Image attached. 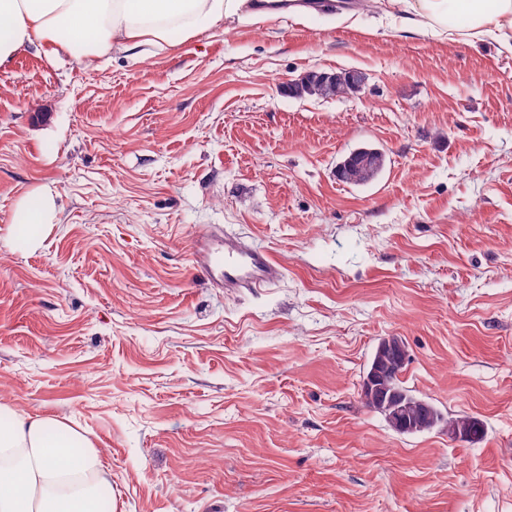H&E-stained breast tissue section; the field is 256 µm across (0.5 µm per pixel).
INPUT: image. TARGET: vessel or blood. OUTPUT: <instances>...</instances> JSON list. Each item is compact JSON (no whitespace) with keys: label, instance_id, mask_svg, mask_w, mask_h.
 <instances>
[{"label":"vessel or blood","instance_id":"obj_1","mask_svg":"<svg viewBox=\"0 0 512 512\" xmlns=\"http://www.w3.org/2000/svg\"><path fill=\"white\" fill-rule=\"evenodd\" d=\"M193 261L214 287L229 292L259 288L277 281L283 274L265 249L214 226L198 232Z\"/></svg>","mask_w":512,"mask_h":512}]
</instances>
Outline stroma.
I'll return each instance as SVG.
<instances>
[{"label": "stroma", "mask_w": 512, "mask_h": 512, "mask_svg": "<svg viewBox=\"0 0 512 512\" xmlns=\"http://www.w3.org/2000/svg\"><path fill=\"white\" fill-rule=\"evenodd\" d=\"M471 25L374 0L0 69V394L99 448L111 512H512V52ZM349 70L348 97L283 90ZM364 145L383 170L342 182ZM43 186L54 218L20 242ZM206 225L282 277L213 287ZM388 336L482 440L363 406ZM359 149L376 150V156L375 160L373 161V165H371L369 169H358L350 165L346 166L344 164V169L339 171V177L343 182L355 186L364 185L375 179L384 168L386 161L385 154L378 149L368 147ZM355 151L351 152L342 162H345V160L349 158ZM53 213V198L48 188H40L33 197L24 198L14 210L10 224H48Z\"/></svg>", "instance_id": "35a3bbf8"}]
</instances>
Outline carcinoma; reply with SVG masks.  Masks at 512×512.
Returning <instances> with one entry per match:
<instances>
[{
	"instance_id": "carcinoma-1",
	"label": "carcinoma",
	"mask_w": 512,
	"mask_h": 512,
	"mask_svg": "<svg viewBox=\"0 0 512 512\" xmlns=\"http://www.w3.org/2000/svg\"><path fill=\"white\" fill-rule=\"evenodd\" d=\"M288 93L295 97H340L345 89L330 81L309 78L296 86H288ZM385 154L376 151L373 165L368 169L346 166L339 171L340 179L351 185H364L377 177L384 168ZM407 350L398 336H389L378 343L364 373H376L372 386H361L363 405L382 415L388 426L398 434L413 435L443 426L448 436L466 441H479L484 437L483 423L473 416H447L433 403L418 398L406 389L400 379L406 366Z\"/></svg>"
}]
</instances>
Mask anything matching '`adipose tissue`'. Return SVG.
<instances>
[{
    "label": "adipose tissue",
    "instance_id": "1",
    "mask_svg": "<svg viewBox=\"0 0 512 512\" xmlns=\"http://www.w3.org/2000/svg\"><path fill=\"white\" fill-rule=\"evenodd\" d=\"M427 26L463 10L474 36L512 46V0H391ZM249 0H0V69L34 46L47 58L67 53L92 65L121 47L136 56L249 13ZM110 483L100 453L61 419L17 414L0 403V512H99Z\"/></svg>",
    "mask_w": 512,
    "mask_h": 512
}]
</instances>
